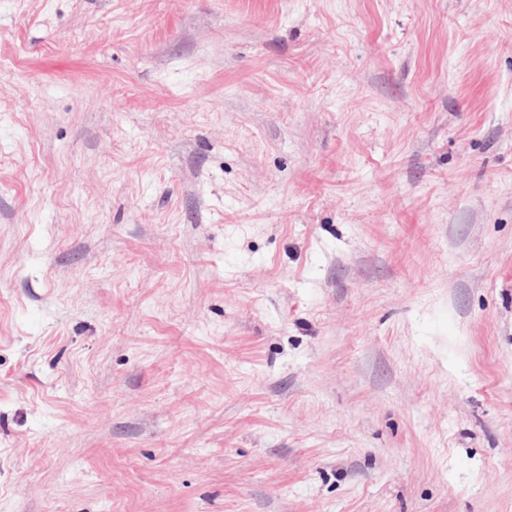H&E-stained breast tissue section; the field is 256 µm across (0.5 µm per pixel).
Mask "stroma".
Here are the masks:
<instances>
[{"label": "stroma", "instance_id": "stroma-1", "mask_svg": "<svg viewBox=\"0 0 512 512\" xmlns=\"http://www.w3.org/2000/svg\"><path fill=\"white\" fill-rule=\"evenodd\" d=\"M0 512H512V0H0Z\"/></svg>", "mask_w": 512, "mask_h": 512}]
</instances>
